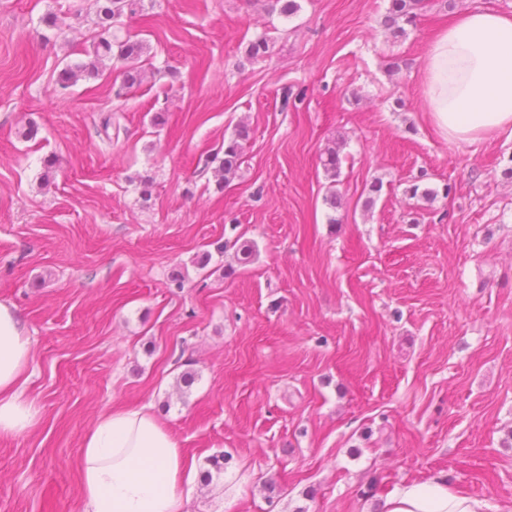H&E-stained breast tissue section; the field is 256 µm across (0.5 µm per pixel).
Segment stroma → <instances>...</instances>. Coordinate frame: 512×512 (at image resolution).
<instances>
[{"mask_svg": "<svg viewBox=\"0 0 512 512\" xmlns=\"http://www.w3.org/2000/svg\"><path fill=\"white\" fill-rule=\"evenodd\" d=\"M297 2L141 0L114 30L149 47L128 90L114 59L58 84L89 60L94 0H0V302L40 405L0 436V512H84L86 431L143 406L212 473L189 512H381L436 476L512 512V135L444 139L421 83L442 26L512 0H426L399 37L388 0ZM417 175L434 201L406 195ZM248 138V128L245 125H240L233 137L224 142V158L221 161L224 179H230L237 175L242 164L244 144Z\"/></svg>", "mask_w": 512, "mask_h": 512, "instance_id": "35a3bbf8", "label": "stroma"}]
</instances>
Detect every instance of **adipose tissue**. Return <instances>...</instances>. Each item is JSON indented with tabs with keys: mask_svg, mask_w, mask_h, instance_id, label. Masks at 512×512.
Segmentation results:
<instances>
[{
	"mask_svg": "<svg viewBox=\"0 0 512 512\" xmlns=\"http://www.w3.org/2000/svg\"><path fill=\"white\" fill-rule=\"evenodd\" d=\"M425 110L446 139L482 141L512 131V14L466 10L430 42L422 74ZM31 342L14 309L0 303V435L32 429ZM85 512H185L197 473L147 408L99 415L80 453ZM384 512H486L484 500L445 478L403 483Z\"/></svg>",
	"mask_w": 512,
	"mask_h": 512,
	"instance_id": "adipose-tissue-1",
	"label": "adipose tissue"
}]
</instances>
